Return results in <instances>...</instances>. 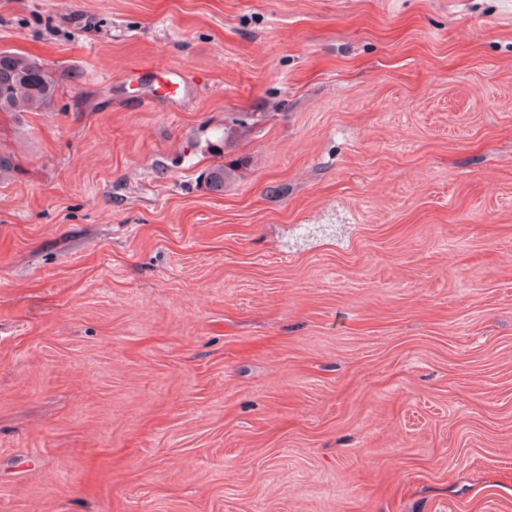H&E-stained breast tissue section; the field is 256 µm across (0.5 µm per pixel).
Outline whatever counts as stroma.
Instances as JSON below:
<instances>
[{"instance_id":"obj_1","label":"stroma","mask_w":512,"mask_h":512,"mask_svg":"<svg viewBox=\"0 0 512 512\" xmlns=\"http://www.w3.org/2000/svg\"><path fill=\"white\" fill-rule=\"evenodd\" d=\"M3 50L57 95L0 114V512H512V0H0ZM162 72L164 93L160 96L153 95L152 97L158 100L172 102L177 99L183 86L182 75L176 69L171 68H157Z\"/></svg>"}]
</instances>
